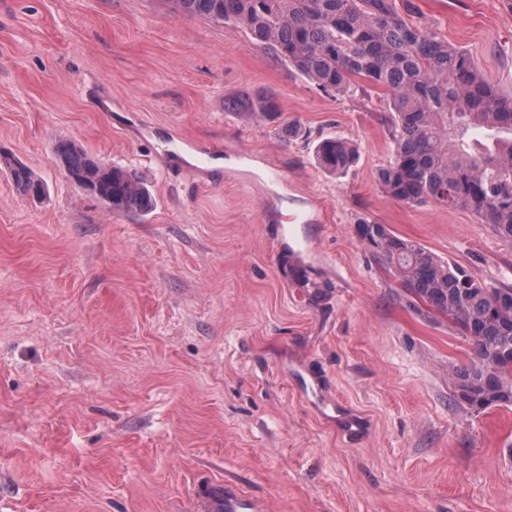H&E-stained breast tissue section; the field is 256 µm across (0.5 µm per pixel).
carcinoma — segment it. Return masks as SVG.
Returning a JSON list of instances; mask_svg holds the SVG:
<instances>
[{
	"mask_svg": "<svg viewBox=\"0 0 512 512\" xmlns=\"http://www.w3.org/2000/svg\"><path fill=\"white\" fill-rule=\"evenodd\" d=\"M175 15L204 17L244 29L251 44L294 68L324 93L365 96L386 91L383 109L392 158L379 172L383 191L410 205L461 207L512 243V92L488 80L464 51L414 23L412 0H169ZM250 119L279 116L266 93L232 103ZM474 128L496 134L479 149ZM53 153L68 179L110 212L137 213L151 204L134 173L104 165L80 143L58 137ZM356 148L342 138L322 141L318 164L346 172ZM22 196L45 194L25 164L0 157ZM357 234L392 272L409 306L448 324L469 345L468 359L452 366L454 405L470 413L512 406V288H498L400 237L383 224L362 223Z\"/></svg>",
	"mask_w": 512,
	"mask_h": 512,
	"instance_id": "obj_1",
	"label": "carcinoma"
}]
</instances>
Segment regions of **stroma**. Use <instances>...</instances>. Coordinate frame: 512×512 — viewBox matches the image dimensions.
I'll return each mask as SVG.
<instances>
[{
  "instance_id": "1",
  "label": "stroma",
  "mask_w": 512,
  "mask_h": 512,
  "mask_svg": "<svg viewBox=\"0 0 512 512\" xmlns=\"http://www.w3.org/2000/svg\"><path fill=\"white\" fill-rule=\"evenodd\" d=\"M413 2L512 90V0ZM247 91L280 119L232 110ZM383 97H331L168 0H0V152L47 186L0 169V512H200L227 487L262 512H512V407L452 405L467 343L356 227L509 288L512 244L382 191ZM63 134L153 208L70 182ZM330 137L358 149L347 173L316 162ZM1 162L6 166L10 178L21 196L38 195L44 196L45 187L41 179L25 164L20 161L2 156Z\"/></svg>"
}]
</instances>
